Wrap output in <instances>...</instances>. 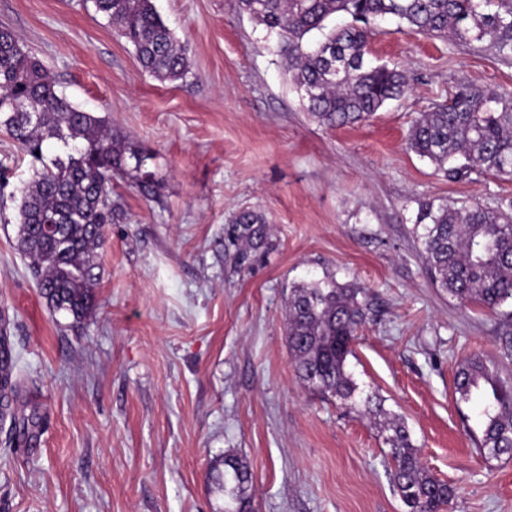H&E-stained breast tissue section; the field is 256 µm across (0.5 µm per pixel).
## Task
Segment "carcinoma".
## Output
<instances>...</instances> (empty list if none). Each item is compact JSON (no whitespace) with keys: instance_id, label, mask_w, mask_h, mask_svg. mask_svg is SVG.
<instances>
[{"instance_id":"1","label":"carcinoma","mask_w":512,"mask_h":512,"mask_svg":"<svg viewBox=\"0 0 512 512\" xmlns=\"http://www.w3.org/2000/svg\"><path fill=\"white\" fill-rule=\"evenodd\" d=\"M117 35L134 47L141 66L161 82L189 73L187 47L156 10L154 0H94ZM239 9L280 37L303 108L328 128L370 120L387 102L401 98L410 84L399 64L370 60L373 27L391 18L398 25L440 40L479 42L500 60L512 61V0H238ZM341 16L344 22L327 28ZM0 129L30 157L31 178L16 188L17 242L47 307L81 323L93 307L92 282L104 244L103 226L120 218L112 202V176L135 174L145 189L151 173L141 156L107 121L72 104L31 57L21 38L0 29ZM407 149L450 179L492 173L512 179V94L467 82L448 102L413 122ZM418 225L422 254L434 284L462 304L496 313L512 301V202L486 208L425 202ZM36 224H57L44 236ZM236 239L251 249L266 239L264 217L239 211ZM362 289L334 280L293 285L286 298L288 350L301 384L336 400L347 412L374 423L388 445L394 486L408 512H444L453 495L447 483L423 466L402 419L391 416L373 396H361L347 369L351 343L366 318ZM15 358L8 337L0 336V418L26 434L25 421L8 415L14 391ZM455 392L467 403L480 401L476 448L490 459L512 458V383L495 366L473 354L458 367ZM251 482L248 466L224 457L218 488L244 504Z\"/></svg>"}]
</instances>
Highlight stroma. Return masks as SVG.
<instances>
[{
    "label": "stroma",
    "mask_w": 512,
    "mask_h": 512,
    "mask_svg": "<svg viewBox=\"0 0 512 512\" xmlns=\"http://www.w3.org/2000/svg\"><path fill=\"white\" fill-rule=\"evenodd\" d=\"M189 51L185 80L143 72L94 0H0L59 93L147 151L154 193L112 179L123 220L105 227L95 306L81 324L50 311L0 196V324L16 359L0 427V512H224V458L247 464L248 512H406L387 447L366 419L300 386L285 297L324 277L365 288L367 320L348 368L401 415L423 465L456 490L449 512H512V458L488 459L457 400L458 363L477 353L512 379V317L461 306L429 279L422 202L497 206L512 179L451 181L405 148L420 113L459 81L512 88V63L392 20L372 57L402 62L407 94L368 122H314L276 35L238 0H154ZM268 222L237 260L231 221Z\"/></svg>",
    "instance_id": "35a3bbf8"
}]
</instances>
